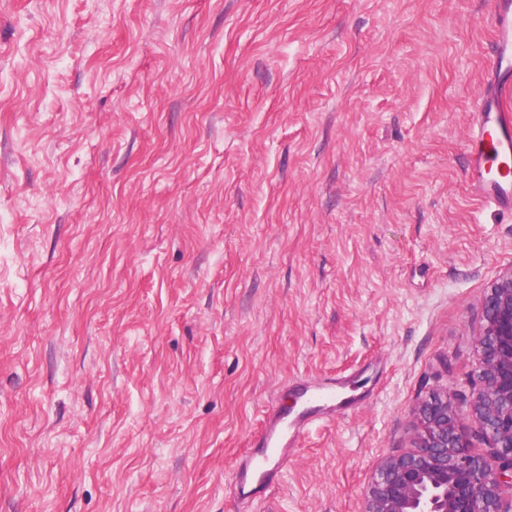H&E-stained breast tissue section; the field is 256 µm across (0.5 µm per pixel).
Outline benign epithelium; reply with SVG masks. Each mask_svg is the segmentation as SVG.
I'll list each match as a JSON object with an SVG mask.
<instances>
[{"instance_id": "7a95c632", "label": "benign epithelium", "mask_w": 512, "mask_h": 512, "mask_svg": "<svg viewBox=\"0 0 512 512\" xmlns=\"http://www.w3.org/2000/svg\"><path fill=\"white\" fill-rule=\"evenodd\" d=\"M478 366L460 408L436 394L416 409L414 448L382 461L362 512H512V268L479 304ZM489 442L471 452L467 428Z\"/></svg>"}]
</instances>
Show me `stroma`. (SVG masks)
Instances as JSON below:
<instances>
[{
	"instance_id": "35a3bbf8",
	"label": "stroma",
	"mask_w": 512,
	"mask_h": 512,
	"mask_svg": "<svg viewBox=\"0 0 512 512\" xmlns=\"http://www.w3.org/2000/svg\"><path fill=\"white\" fill-rule=\"evenodd\" d=\"M492 40V0H0V512H362L512 268ZM353 374L239 501L288 379ZM493 63L473 115V162L470 181L484 203L512 214V127L500 113L510 112L504 93L512 86V1L495 0Z\"/></svg>"
}]
</instances>
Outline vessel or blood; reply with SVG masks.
I'll list each match as a JSON object with an SVG mask.
<instances>
[{"instance_id": "b4317fda", "label": "vessel or blood", "mask_w": 512, "mask_h": 512, "mask_svg": "<svg viewBox=\"0 0 512 512\" xmlns=\"http://www.w3.org/2000/svg\"><path fill=\"white\" fill-rule=\"evenodd\" d=\"M493 63L473 115V162L470 181L484 203L512 214V127L500 119L512 107L504 93L512 88V0H494ZM286 404L273 406L252 449L240 458L233 474L239 496L248 502L264 498L278 485L288 459L314 425L351 410L357 400L345 377L289 382Z\"/></svg>"}]
</instances>
